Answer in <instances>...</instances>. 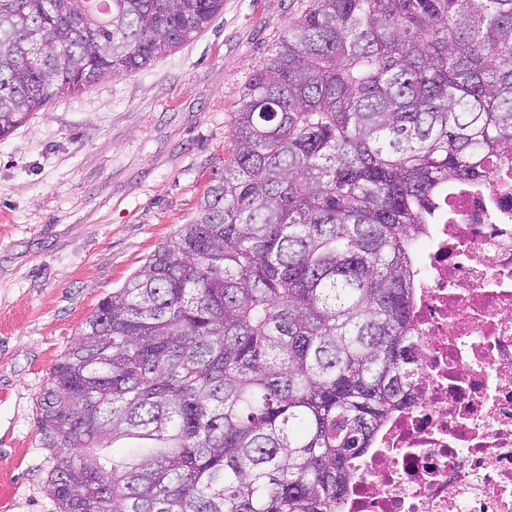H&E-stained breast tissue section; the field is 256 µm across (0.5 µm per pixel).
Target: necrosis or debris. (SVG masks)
I'll use <instances>...</instances> for the list:
<instances>
[{
  "mask_svg": "<svg viewBox=\"0 0 512 512\" xmlns=\"http://www.w3.org/2000/svg\"><path fill=\"white\" fill-rule=\"evenodd\" d=\"M415 382L336 512H512V162L417 248Z\"/></svg>",
  "mask_w": 512,
  "mask_h": 512,
  "instance_id": "4bbe7bcc",
  "label": "necrosis or debris"
}]
</instances>
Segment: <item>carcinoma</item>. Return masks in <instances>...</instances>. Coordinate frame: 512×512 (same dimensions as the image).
I'll use <instances>...</instances> for the list:
<instances>
[{"label": "carcinoma", "mask_w": 512, "mask_h": 512, "mask_svg": "<svg viewBox=\"0 0 512 512\" xmlns=\"http://www.w3.org/2000/svg\"><path fill=\"white\" fill-rule=\"evenodd\" d=\"M0 0V139L193 40L224 0ZM197 215L39 405L60 512H336L413 379L415 251L512 160V0H303Z\"/></svg>", "instance_id": "1"}]
</instances>
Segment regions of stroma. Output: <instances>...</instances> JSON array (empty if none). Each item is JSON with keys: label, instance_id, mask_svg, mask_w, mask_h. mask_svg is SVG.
<instances>
[{"label": "stroma", "instance_id": "obj_1", "mask_svg": "<svg viewBox=\"0 0 512 512\" xmlns=\"http://www.w3.org/2000/svg\"><path fill=\"white\" fill-rule=\"evenodd\" d=\"M299 0H224L189 44L0 140V512H59L36 418L99 302L197 214L242 90Z\"/></svg>", "mask_w": 512, "mask_h": 512}]
</instances>
